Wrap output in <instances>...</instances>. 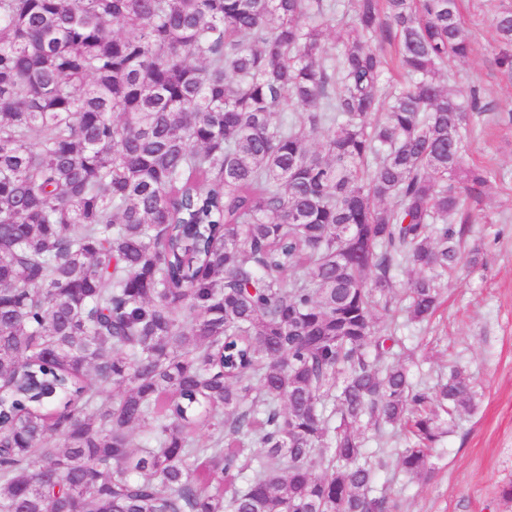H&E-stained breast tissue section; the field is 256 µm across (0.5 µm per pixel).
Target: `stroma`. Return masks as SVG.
<instances>
[{
    "instance_id": "obj_1",
    "label": "stroma",
    "mask_w": 512,
    "mask_h": 512,
    "mask_svg": "<svg viewBox=\"0 0 512 512\" xmlns=\"http://www.w3.org/2000/svg\"><path fill=\"white\" fill-rule=\"evenodd\" d=\"M489 0H462L474 52L449 63L448 85H478L490 112L470 113L465 163L492 173L482 219L470 226L467 248H479L483 266L450 279L447 300L430 323L404 327L418 364L413 380L436 383L449 366L465 370L479 390L474 412L458 417L433 459L426 483L378 473L401 512H512L501 498L512 483V81L494 64Z\"/></svg>"
}]
</instances>
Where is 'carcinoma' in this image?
<instances>
[{
    "instance_id": "carcinoma-1",
    "label": "carcinoma",
    "mask_w": 512,
    "mask_h": 512,
    "mask_svg": "<svg viewBox=\"0 0 512 512\" xmlns=\"http://www.w3.org/2000/svg\"><path fill=\"white\" fill-rule=\"evenodd\" d=\"M472 51L459 0H0V512H397L362 428L427 479L477 399L398 335L478 263Z\"/></svg>"
}]
</instances>
